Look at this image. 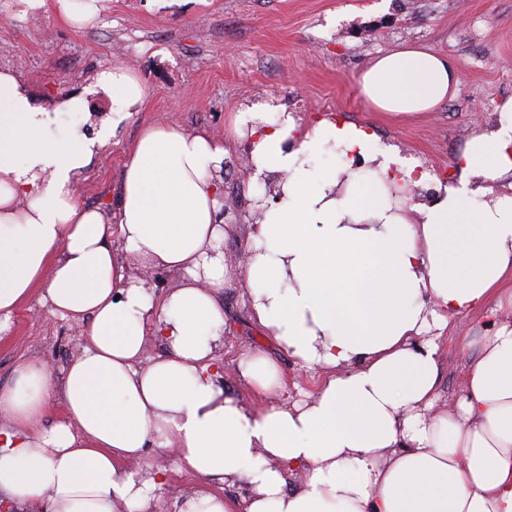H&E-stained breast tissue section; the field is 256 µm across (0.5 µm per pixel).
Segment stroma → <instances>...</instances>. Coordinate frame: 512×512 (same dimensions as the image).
Returning <instances> with one entry per match:
<instances>
[{
  "instance_id": "obj_1",
  "label": "stroma",
  "mask_w": 512,
  "mask_h": 512,
  "mask_svg": "<svg viewBox=\"0 0 512 512\" xmlns=\"http://www.w3.org/2000/svg\"><path fill=\"white\" fill-rule=\"evenodd\" d=\"M411 46L448 57L459 73L456 92L417 118L372 111L358 93L361 72L382 53ZM122 63L151 94L94 156L76 187L83 206L115 213L124 162L146 125L223 137L234 112L265 103L304 122L337 115L371 126L381 143L399 144L444 180L454 158L512 100L503 84L512 78V0H99L96 16L83 25L65 22L55 0L35 10L22 0L0 5V66L29 81L39 105L82 93L90 112L107 117L108 101L93 80ZM249 169L242 144H235L224 181L227 219L236 226L224 242L229 260L245 248L253 210ZM224 310L219 356L229 390L247 395L237 364L258 350L285 375L277 401L299 386L315 389L318 373L295 364L251 323L237 285L225 292ZM494 320L488 307L450 316L439 340V408L459 395L463 367ZM79 350L77 326L30 298L0 336V389L11 385L21 361L43 360L59 373Z\"/></svg>"
}]
</instances>
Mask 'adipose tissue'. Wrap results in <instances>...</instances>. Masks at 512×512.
Instances as JSON below:
<instances>
[{
  "instance_id": "obj_1",
  "label": "adipose tissue",
  "mask_w": 512,
  "mask_h": 512,
  "mask_svg": "<svg viewBox=\"0 0 512 512\" xmlns=\"http://www.w3.org/2000/svg\"><path fill=\"white\" fill-rule=\"evenodd\" d=\"M459 82L447 57L381 55L359 78L377 112L434 111ZM112 121L149 95L127 65L99 72ZM62 96L36 106L25 79L0 68V331L31 294L80 329L62 379L23 361L0 390V494L35 512H154L171 470L202 483L179 512H512V324L483 339L457 400L436 411V334L450 315L496 301L512 311V104L477 134L459 176L427 203L394 145L339 118L300 125L278 112L251 140L258 194L238 276L224 263V139L146 127L124 164L117 212L83 207L74 186L111 123L50 135ZM341 148V165L317 154ZM362 159L366 171L353 169ZM120 249H113V240ZM177 288L157 295L147 272ZM238 280L254 324L298 365L320 371L311 394L273 402L285 385L258 351L240 359L251 391L225 390L222 295ZM164 353L145 358L149 339ZM161 448L173 467L145 465ZM247 486L219 496L210 481Z\"/></svg>"
}]
</instances>
